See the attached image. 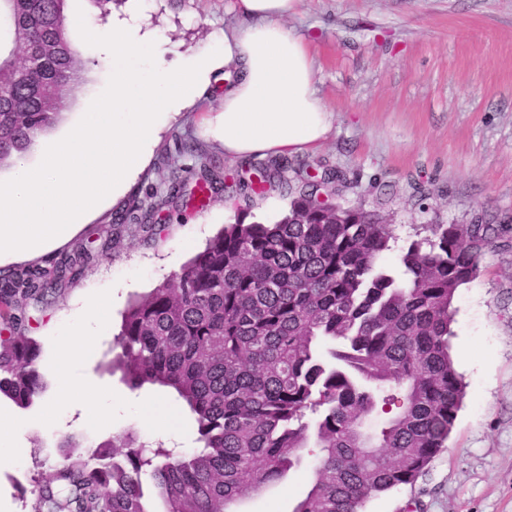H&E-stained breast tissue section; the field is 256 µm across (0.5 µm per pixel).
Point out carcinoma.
Here are the masks:
<instances>
[{"mask_svg":"<svg viewBox=\"0 0 512 512\" xmlns=\"http://www.w3.org/2000/svg\"><path fill=\"white\" fill-rule=\"evenodd\" d=\"M68 0H0V169L59 124L86 61L66 23ZM173 169L96 228L111 239L182 195ZM224 187L201 167L196 208ZM501 230L434 224L402 270L380 264L393 233L378 214L301 195L279 220L236 219L172 278L133 299L111 369L132 389H171L193 415L200 449L182 455L131 436L77 453L73 434L39 486L34 512H236L314 456L293 512H362L411 485L445 448L463 384L450 356L453 301L480 274ZM82 254L0 269V398L27 409L47 390L26 308L81 274Z\"/></svg>","mask_w":512,"mask_h":512,"instance_id":"cac0c4a2","label":"carcinoma"}]
</instances>
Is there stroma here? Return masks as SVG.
I'll list each match as a JSON object with an SVG mask.
<instances>
[{"mask_svg": "<svg viewBox=\"0 0 512 512\" xmlns=\"http://www.w3.org/2000/svg\"><path fill=\"white\" fill-rule=\"evenodd\" d=\"M235 0H69L67 23L89 58L86 82L63 121L27 154L36 163L61 135L101 111L112 96V58L100 49L115 17L136 12L142 29L167 43L172 66L196 56L213 36L236 26ZM310 47L317 96L332 126L315 148L289 153L280 180L262 194L222 195L179 218L178 204L159 224L130 228L113 240L87 243L92 227L109 224L115 201L91 214L60 250L88 245L81 275L26 311L25 328L41 348L49 382L27 409L28 427L17 436L25 462L0 464V512H33L32 491L57 466L63 434L79 435L84 449L119 434L153 442L182 433L181 453L196 450V427L169 393L149 407L137 391L107 369L114 336L130 301L180 271L224 225L236 218L272 223L294 193L306 190L313 171H341L345 181L323 187V198L379 213L394 238L385 256L391 268L412 240L432 224H467L480 214L509 224L480 260V275L456 294L451 355L464 396L447 448L412 486L371 498L364 512H512V0H298L285 21ZM224 74L162 130L138 183H161L159 162L177 139L193 140L203 155L223 161V173H240L245 159L225 155L203 129L224 104ZM117 293L109 325L96 333L83 377L112 397V415L52 423L59 375L53 363L66 334L78 326L84 300ZM161 423L154 431L142 421ZM302 465L284 482L245 499L239 512H292L310 480Z\"/></svg>", "mask_w": 512, "mask_h": 512, "instance_id": "35a3bbf8", "label": "stroma"}]
</instances>
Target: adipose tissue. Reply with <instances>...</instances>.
<instances>
[{"label": "adipose tissue", "mask_w": 512, "mask_h": 512, "mask_svg": "<svg viewBox=\"0 0 512 512\" xmlns=\"http://www.w3.org/2000/svg\"><path fill=\"white\" fill-rule=\"evenodd\" d=\"M242 22L213 37L210 47L179 68L154 46L155 70L143 76L130 56L153 44L136 17L115 19L104 46L111 55L112 99L107 111L75 128L45 151L36 166L17 163L0 182V262L36 256L67 240L108 198L119 197L146 163L159 132L196 101L216 71L231 83L224 109L207 132L232 156L295 152L326 137L331 114L315 91L309 50L284 24L297 0H238ZM90 352L88 340L70 337L55 366L58 394L81 416L106 407L75 375Z\"/></svg>", "instance_id": "ef3b65f1"}]
</instances>
